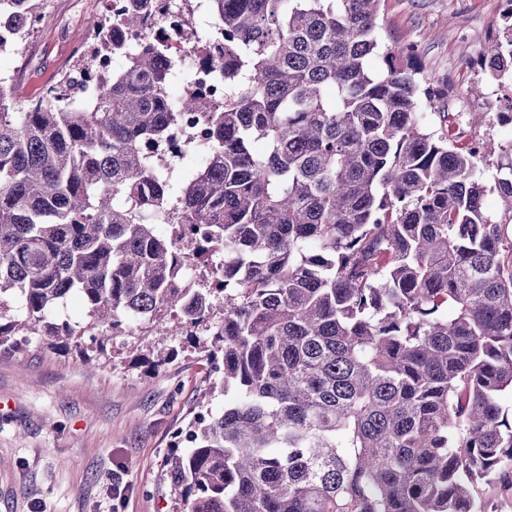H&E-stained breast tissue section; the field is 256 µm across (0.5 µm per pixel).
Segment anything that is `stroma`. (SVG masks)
<instances>
[{
    "label": "stroma",
    "instance_id": "obj_1",
    "mask_svg": "<svg viewBox=\"0 0 512 512\" xmlns=\"http://www.w3.org/2000/svg\"><path fill=\"white\" fill-rule=\"evenodd\" d=\"M47 24L0 51L14 108L72 68L103 0H39ZM501 0H385L381 37L414 46L446 91L433 111L485 109L499 91L475 66ZM165 364L148 370L150 361ZM210 367L185 338L116 337L100 365L35 340L0 351V512H172L166 457L193 417Z\"/></svg>",
    "mask_w": 512,
    "mask_h": 512
}]
</instances>
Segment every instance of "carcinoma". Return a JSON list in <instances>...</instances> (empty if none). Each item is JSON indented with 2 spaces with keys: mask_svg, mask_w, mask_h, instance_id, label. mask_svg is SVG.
Segmentation results:
<instances>
[{
  "mask_svg": "<svg viewBox=\"0 0 512 512\" xmlns=\"http://www.w3.org/2000/svg\"><path fill=\"white\" fill-rule=\"evenodd\" d=\"M203 2L223 43L181 39L221 53L222 105L170 104L154 0L128 7L129 42L94 20L54 95L12 112L0 80V348L21 333L89 364L137 312L138 333L205 331L224 408L201 406L167 459L179 512H501L485 488L512 489V141L473 135L485 112L431 125L414 47L378 37L383 0ZM502 3L476 64L512 92ZM109 53L125 66H98ZM180 110L205 133L177 187L141 147ZM189 259L209 287H180Z\"/></svg>",
  "mask_w": 512,
  "mask_h": 512,
  "instance_id": "cac0c4a2",
  "label": "carcinoma"
}]
</instances>
